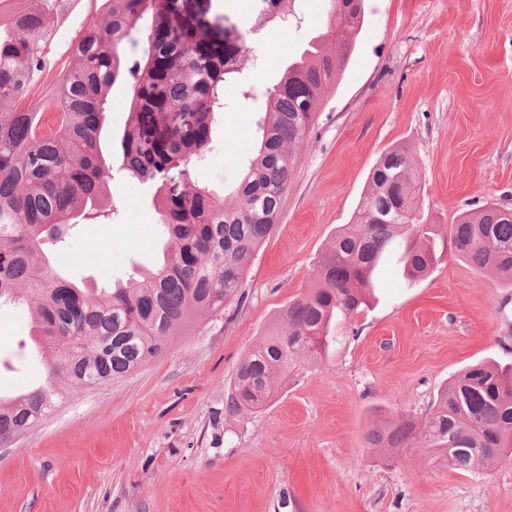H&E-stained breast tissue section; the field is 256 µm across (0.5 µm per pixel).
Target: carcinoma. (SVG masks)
Returning a JSON list of instances; mask_svg holds the SVG:
<instances>
[{
	"instance_id": "obj_1",
	"label": "carcinoma",
	"mask_w": 512,
	"mask_h": 512,
	"mask_svg": "<svg viewBox=\"0 0 512 512\" xmlns=\"http://www.w3.org/2000/svg\"><path fill=\"white\" fill-rule=\"evenodd\" d=\"M25 2L9 29L0 25V301L31 309L32 335L48 351L49 385L0 396V439L50 415L64 394L58 381L76 390L104 385L159 357L201 316L224 313L277 223L294 172L290 147L306 139L324 87L341 70L335 54L309 46L288 59L277 83L246 91L265 99V120L255 157L226 196L195 178L214 114L246 53L225 0H195L192 13L182 9L188 0H101L73 46L74 64L34 101L28 91L44 72L42 46L57 0ZM292 2L262 0L265 22L285 23ZM362 24L363 0H333L318 38L351 51ZM128 42L141 44L139 55H125ZM117 83L131 94L129 120L115 150L106 151L108 97ZM48 110L59 120L45 137ZM117 175L153 191L166 240L162 261L111 288L78 287L58 276L45 245L112 207ZM418 192L407 149L384 152L354 223L323 257L318 286L288 303L281 323L244 359L227 409L261 411L276 380L304 358H321L332 318L364 303L386 251L402 249L409 279L428 271L435 232ZM451 232L460 257L512 281V212L490 203L460 215ZM411 439L461 468L511 458L512 366L474 365L441 391L423 426L404 414L368 434L375 448H402Z\"/></svg>"
}]
</instances>
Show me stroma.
<instances>
[{
    "label": "stroma",
    "mask_w": 512,
    "mask_h": 512,
    "mask_svg": "<svg viewBox=\"0 0 512 512\" xmlns=\"http://www.w3.org/2000/svg\"><path fill=\"white\" fill-rule=\"evenodd\" d=\"M331 0H295L296 17L247 55L268 85L323 31ZM98 0H61L43 45L44 81L72 62ZM344 69L314 127L239 299L175 337L135 372L68 391L52 415L0 449V512H512V459L478 470L430 448H373L392 416L424 420L438 393L478 363H512V286L459 257L451 226L512 208V0H364ZM262 103L228 87L216 149L196 171L223 191L258 142ZM404 147L435 226V261L408 280L389 253L358 311L338 315L323 359L279 383L263 411L231 412L230 383L289 301L317 284L382 152ZM119 218L70 230L55 264L104 287L151 269L163 242L137 184L115 179ZM22 304L0 306V393L42 382L46 361Z\"/></svg>",
    "instance_id": "obj_1"
}]
</instances>
